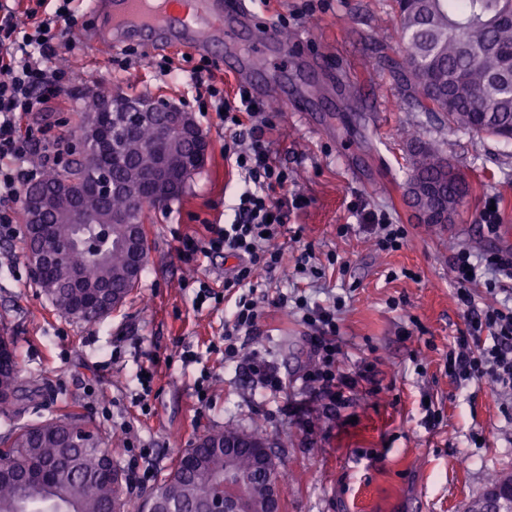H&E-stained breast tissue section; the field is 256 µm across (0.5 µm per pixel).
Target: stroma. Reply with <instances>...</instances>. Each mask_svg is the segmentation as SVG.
<instances>
[{"instance_id":"35a3bbf8","label":"stroma","mask_w":512,"mask_h":512,"mask_svg":"<svg viewBox=\"0 0 512 512\" xmlns=\"http://www.w3.org/2000/svg\"><path fill=\"white\" fill-rule=\"evenodd\" d=\"M254 26L285 18L287 47L271 44V57L255 61L271 78L287 75L291 100L312 109L280 110L282 136L274 147L286 166L288 192L306 199L293 210L277 244L294 265L311 247L318 281L278 270L264 275L268 332L253 344L290 381L297 398L303 372L313 363L310 333L295 311L272 306L280 289L327 300L344 296L340 315L344 369L374 363L372 390L326 410L310 399L304 419L288 417L286 399L265 391L251 377L246 358L225 360L218 344L223 306L192 307L191 278L224 289L234 259H203L186 267L178 239L201 235L205 225L231 222L232 206L245 185L224 160L223 125L215 112L199 109L197 92L183 64L200 54L141 46L130 66L113 67L125 46L92 41L106 15L78 0L82 23L66 37L56 64L71 83L59 98L28 117L76 146L73 133L91 99L105 87L175 103L187 101L209 142L204 165L183 193L147 211L148 258L138 286L120 309L87 324L58 313L28 277L20 241L0 240V326H7L19 355L20 378H37L42 397L26 420L75 413L101 433L113 435L112 457L128 468L130 451L152 449L158 475L201 434L261 422L288 494L283 512H469L490 474H512V393L483 381L457 384L445 371L448 345L465 326L451 267L459 249L489 250L482 211L496 199L497 239L512 236V143L467 132L420 112L392 79L388 61L402 53L390 0H252ZM171 58L176 70L161 76L154 64ZM419 128L459 169L472 192L453 224L436 231L419 223L408 195L407 132ZM388 211L409 232L402 249L378 250L359 226L363 209ZM336 264H329L328 255ZM196 355L194 363L155 365L150 395L139 374L151 357ZM207 400L198 403V389ZM432 400L440 425L427 422ZM482 434L474 445L472 434Z\"/></svg>"}]
</instances>
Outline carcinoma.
I'll return each instance as SVG.
<instances>
[{"label":"carcinoma","mask_w":512,"mask_h":512,"mask_svg":"<svg viewBox=\"0 0 512 512\" xmlns=\"http://www.w3.org/2000/svg\"><path fill=\"white\" fill-rule=\"evenodd\" d=\"M394 10L403 41L395 74L401 91L415 98L423 112H441L450 124L511 142L512 71L506 62L512 55V23L505 17L512 13V0H394ZM99 98L116 108L104 120L111 129L112 179L119 191L106 198L86 196L82 205L92 215H123L126 221L112 225L105 236L96 223L67 224L61 216L47 220L49 228L34 241L35 247L55 256L61 240L77 242L40 283L55 310L67 316L78 304L75 292L63 284L73 270L85 285L109 296L131 294V248L123 240L139 238L148 249L143 219L153 204L140 175L153 166L157 154L167 157L179 189L199 170L188 145L164 144L154 126L130 121L122 108L140 97L103 91ZM411 137L408 181L420 187L419 202L430 206L439 199L447 202L448 210H456L468 194L464 177L433 143L417 132ZM98 173L90 164L49 167L27 189H52L67 179L93 180ZM11 356V370L0 373V391L12 394L0 399V416L8 421L0 433V512H110L127 484L126 474L116 466L104 472L103 441L86 422L55 414L36 422L23 420L40 386L34 379H20L16 351ZM67 423L81 425L87 434L76 447H66ZM222 475L224 449L188 448L147 494L140 512H147L154 500L174 512H206Z\"/></svg>","instance_id":"carcinoma-1"}]
</instances>
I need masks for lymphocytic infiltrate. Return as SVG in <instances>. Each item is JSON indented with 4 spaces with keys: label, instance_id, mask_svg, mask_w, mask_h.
Segmentation results:
<instances>
[{
    "label": "lymphocytic infiltrate",
    "instance_id": "1",
    "mask_svg": "<svg viewBox=\"0 0 512 512\" xmlns=\"http://www.w3.org/2000/svg\"><path fill=\"white\" fill-rule=\"evenodd\" d=\"M17 0H0V239L22 238L17 205L24 189L61 152V138L25 125V118L39 111L48 98L61 95L71 76L55 60L65 47V34L78 27L74 0H32L18 12ZM190 76L208 96L219 99V117L230 136L224 143V159L235 166L246 183L229 224H210L205 235L186 236L179 249L188 266L200 259L221 255L235 264L224 277V296L234 309L224 321V355L236 357L249 341L264 333V316L256 296L263 274L283 264L282 249L274 240L288 231V214L304 200L288 194V170L272 153L280 134L278 120L257 105L247 88L226 99L213 82L209 62L194 66ZM362 219L382 251H397L408 242L404 225L393 223L389 213L371 211ZM457 298L465 308L466 325L448 349L446 368L455 382L487 380L493 388L512 391V304L477 306L474 286L495 291L500 278L512 279V259L491 252L473 262L469 251H459L453 262ZM273 304L294 305L302 323L311 331L315 365L302 376L304 385L317 396L342 404L370 381L372 366L358 370L341 368L340 314L342 298L321 304L299 296L278 293Z\"/></svg>",
    "mask_w": 512,
    "mask_h": 512
}]
</instances>
